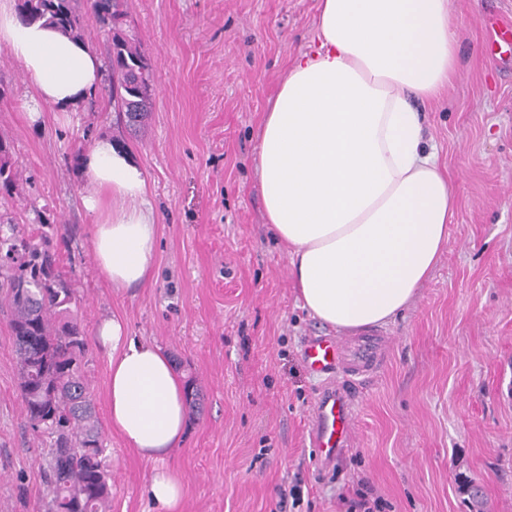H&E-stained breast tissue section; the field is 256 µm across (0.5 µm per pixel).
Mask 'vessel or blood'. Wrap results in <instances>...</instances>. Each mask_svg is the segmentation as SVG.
Returning <instances> with one entry per match:
<instances>
[{"mask_svg":"<svg viewBox=\"0 0 512 512\" xmlns=\"http://www.w3.org/2000/svg\"><path fill=\"white\" fill-rule=\"evenodd\" d=\"M490 25L493 34L485 43L484 52L497 58L503 47L512 46V21L495 18ZM389 343V336L373 330L352 336H313L305 342L302 357L314 374L353 382L376 372ZM350 423L345 396L336 386L327 387L317 401L311 430V444L318 458L328 460L335 456L348 437Z\"/></svg>","mask_w":512,"mask_h":512,"instance_id":"b4317fda","label":"vessel or blood"}]
</instances>
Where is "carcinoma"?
<instances>
[{"mask_svg": "<svg viewBox=\"0 0 512 512\" xmlns=\"http://www.w3.org/2000/svg\"><path fill=\"white\" fill-rule=\"evenodd\" d=\"M78 0H18L22 21L46 20L83 39ZM107 28L110 93L119 111H133L141 127L151 111V65L141 44L123 28L120 0H86ZM17 180L10 144L0 139V192ZM0 286L7 288L9 326L16 354L18 390L29 426L50 444L43 473L51 494L47 512H107L112 494L103 430L90 395L83 356L88 336L71 316L75 290L63 279L46 232L25 235L0 224Z\"/></svg>", "mask_w": 512, "mask_h": 512, "instance_id": "obj_1", "label": "carcinoma"}]
</instances>
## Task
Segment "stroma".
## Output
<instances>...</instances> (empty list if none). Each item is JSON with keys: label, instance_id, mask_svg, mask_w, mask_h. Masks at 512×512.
Returning <instances> with one entry per match:
<instances>
[{"label": "stroma", "instance_id": "obj_1", "mask_svg": "<svg viewBox=\"0 0 512 512\" xmlns=\"http://www.w3.org/2000/svg\"><path fill=\"white\" fill-rule=\"evenodd\" d=\"M450 6L459 73L418 110L455 181L456 218L431 277L385 325L381 368L348 385L353 434L328 462L309 442L323 381L301 349L330 328L303 308L267 233L257 173L263 115L316 37L318 0H122L151 64L152 110L136 135L116 118L107 73L69 122L49 109L30 121L32 83L0 46V139L19 171L0 219L28 233L46 224L87 334L120 316L203 395L164 460L183 483L179 512H346L363 483L386 512H512V62L483 52L486 17L511 20L512 0ZM102 134L144 169L158 222L150 284L121 293L96 269L74 159ZM103 437L109 512H158L153 462L111 427ZM44 454L0 311V512H43ZM293 489L296 505L282 499Z\"/></svg>", "mask_w": 512, "mask_h": 512}]
</instances>
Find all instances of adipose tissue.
<instances>
[{"label": "adipose tissue", "instance_id": "adipose-tissue-1", "mask_svg": "<svg viewBox=\"0 0 512 512\" xmlns=\"http://www.w3.org/2000/svg\"><path fill=\"white\" fill-rule=\"evenodd\" d=\"M458 22L448 0H319L316 46L288 68L262 121L257 171L269 234L287 249L299 297L339 330L385 325L435 269L453 222L452 180L423 136L412 99L434 101L458 71ZM0 44L34 84L29 118L77 111L101 84L91 46L43 21L21 23L0 0ZM96 216L91 249L112 288L145 285L157 220L146 176L110 136L80 160ZM109 421L155 461L148 493L178 512L179 476L165 457L185 434L184 384L157 345L103 319Z\"/></svg>", "mask_w": 512, "mask_h": 512}]
</instances>
